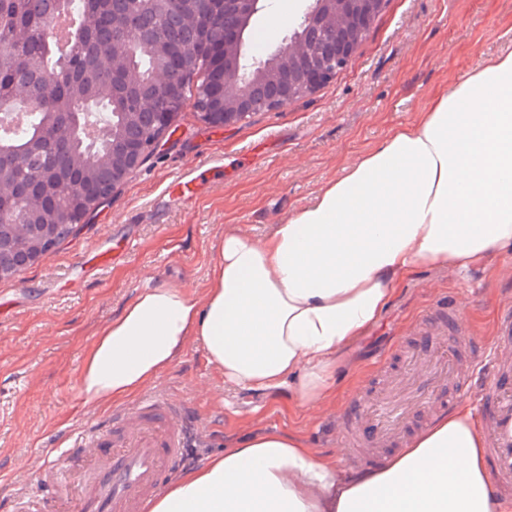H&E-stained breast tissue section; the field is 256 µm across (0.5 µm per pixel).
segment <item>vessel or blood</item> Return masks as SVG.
Masks as SVG:
<instances>
[{
	"label": "vessel or blood",
	"instance_id": "obj_1",
	"mask_svg": "<svg viewBox=\"0 0 512 512\" xmlns=\"http://www.w3.org/2000/svg\"><path fill=\"white\" fill-rule=\"evenodd\" d=\"M202 177L198 168L183 173L173 198L192 196ZM420 321L428 329L406 350L401 369L371 400L354 399L339 415L346 466L365 464L354 444L386 448L403 441L410 416L446 410L448 393H466L479 418L493 491L512 499V304L500 306L482 342L468 336L452 307L428 310ZM188 436L186 407L163 392L146 393L63 433L54 447L65 466H42L33 482L16 471L19 489L7 512H147L182 467Z\"/></svg>",
	"mask_w": 512,
	"mask_h": 512
}]
</instances>
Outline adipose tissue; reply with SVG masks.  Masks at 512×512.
Instances as JSON below:
<instances>
[{
	"label": "adipose tissue",
	"mask_w": 512,
	"mask_h": 512,
	"mask_svg": "<svg viewBox=\"0 0 512 512\" xmlns=\"http://www.w3.org/2000/svg\"><path fill=\"white\" fill-rule=\"evenodd\" d=\"M512 251V52L440 88L408 124L256 238L226 226L207 288L141 290L102 327L79 374L121 401L199 342L228 390L290 391L315 413L336 367L419 264L464 272ZM149 512H512L495 498L472 408L459 403L361 476L294 435L256 429L185 471Z\"/></svg>",
	"instance_id": "1"
}]
</instances>
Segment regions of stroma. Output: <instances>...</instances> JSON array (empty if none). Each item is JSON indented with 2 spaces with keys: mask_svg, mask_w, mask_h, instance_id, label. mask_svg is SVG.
Instances as JSON below:
<instances>
[{
  "mask_svg": "<svg viewBox=\"0 0 512 512\" xmlns=\"http://www.w3.org/2000/svg\"><path fill=\"white\" fill-rule=\"evenodd\" d=\"M311 0H265L255 16L246 57L276 49L298 25ZM287 14L278 23L275 11ZM512 50V0H387L353 59L317 91L288 106L215 128L187 99L175 131L113 191L78 235L43 261L0 281V495L13 492L23 461L55 463L51 435L111 406L82 404L79 371L96 330L117 317L147 284H178L201 295L212 246L225 225L266 234L308 204L328 180L390 130L411 122L436 90L488 56ZM208 174L196 198L172 203L163 192L192 167ZM132 248L112 263L79 258L118 240ZM512 302V253L464 274L421 264L405 280L366 335L354 341L336 370V405L316 415L281 395L229 392L203 349L189 342L156 384L192 405L210 429L192 449L189 466L222 451L225 442L258 427L301 434L319 453L341 456L336 417L354 396L377 387L379 360L412 341L417 320L440 304L455 306L471 337L490 336L501 303ZM224 394L223 401L212 392Z\"/></svg>",
  "mask_w": 512,
  "mask_h": 512,
  "instance_id": "1",
  "label": "stroma"
}]
</instances>
